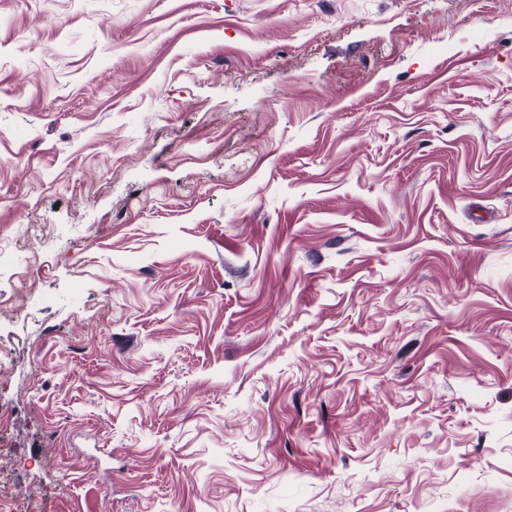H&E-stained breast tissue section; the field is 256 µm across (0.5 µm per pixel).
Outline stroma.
Returning <instances> with one entry per match:
<instances>
[{
    "instance_id": "1",
    "label": "stroma",
    "mask_w": 512,
    "mask_h": 512,
    "mask_svg": "<svg viewBox=\"0 0 512 512\" xmlns=\"http://www.w3.org/2000/svg\"><path fill=\"white\" fill-rule=\"evenodd\" d=\"M15 512H512V0H0Z\"/></svg>"
}]
</instances>
